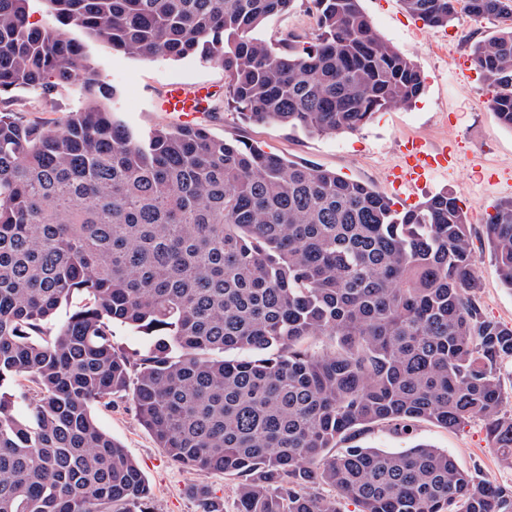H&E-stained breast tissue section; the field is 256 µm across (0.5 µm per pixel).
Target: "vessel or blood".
Returning <instances> with one entry per match:
<instances>
[{"label":"vessel or blood","mask_w":512,"mask_h":512,"mask_svg":"<svg viewBox=\"0 0 512 512\" xmlns=\"http://www.w3.org/2000/svg\"><path fill=\"white\" fill-rule=\"evenodd\" d=\"M203 90L194 84H170L163 103L165 111L191 119L200 111ZM454 156L451 149L434 148L420 139H410L400 146L398 163L391 169L389 179L394 187L416 186L434 172L451 168Z\"/></svg>","instance_id":"b4317fda"}]
</instances>
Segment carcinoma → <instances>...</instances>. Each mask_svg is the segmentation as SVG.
I'll return each instance as SVG.
<instances>
[{
  "mask_svg": "<svg viewBox=\"0 0 512 512\" xmlns=\"http://www.w3.org/2000/svg\"><path fill=\"white\" fill-rule=\"evenodd\" d=\"M29 2L0 0V93L76 87L84 104L60 129L0 113V512H152L143 472L91 411L121 394L172 462L241 478L238 512H341L320 485L357 512H512V489L430 444L332 452L380 425L480 419L512 467L498 375L512 327L475 299L457 198L398 210L367 183L202 127L143 138L107 109L113 91L70 34L223 68L226 100L208 94L204 112L354 133L426 82L362 0H311L315 36L280 49L265 25L295 0H45L48 25ZM402 2L432 28L459 9L512 22V0ZM473 62L512 130V25ZM485 224L512 291V199ZM114 323L146 336L144 352L115 347Z\"/></svg>",
  "mask_w": 512,
  "mask_h": 512,
  "instance_id": "carcinoma-1",
  "label": "carcinoma"
}]
</instances>
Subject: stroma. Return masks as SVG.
I'll return each mask as SVG.
<instances>
[{
    "label": "stroma",
    "instance_id": "35a3bbf8",
    "mask_svg": "<svg viewBox=\"0 0 512 512\" xmlns=\"http://www.w3.org/2000/svg\"><path fill=\"white\" fill-rule=\"evenodd\" d=\"M362 7L383 39L411 56L426 74L425 91L412 107L378 113L362 130L336 135H310L276 124H246L230 108L206 120L204 126L215 136L242 139L289 159L307 161L372 184L385 194L392 191L386 173L397 162L404 139L417 137L437 147L455 146L454 167L428 178L416 198L421 201L445 191L461 201L470 218L475 247L476 299L489 319L512 326V291L497 276L483 224L490 205L512 198V130L503 127L490 110L489 95L481 77L474 75L472 62L474 44L497 33L502 24L461 12L447 28H429L406 12L402 0H362ZM87 47L102 78L117 90L112 108L143 135L177 124V117L163 112L160 102L170 82L200 83L214 91L227 83L221 67L196 58L144 62L101 42L88 41ZM82 104L73 89L48 99L34 92L0 95V112L26 122L60 125ZM93 413L139 465L151 489L153 512H200L197 494L203 489L223 503L224 512H236L239 477L199 473L170 461L139 423L130 399H116L109 409L94 407ZM413 441L447 451L461 468L481 480L512 486V468L503 464L480 420L454 430L422 422L409 439L383 426L355 439L356 444L388 450L404 449Z\"/></svg>",
    "mask_w": 512,
    "mask_h": 512
}]
</instances>
